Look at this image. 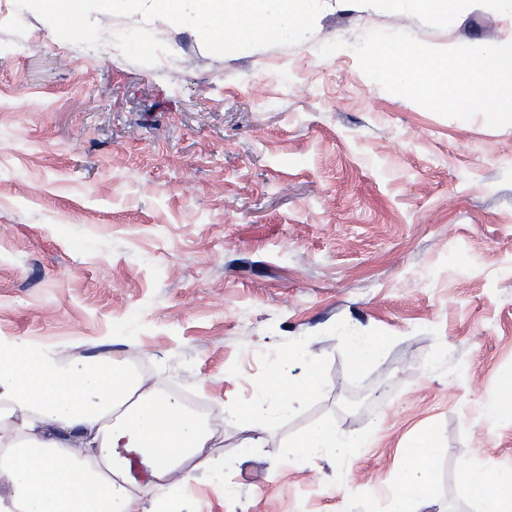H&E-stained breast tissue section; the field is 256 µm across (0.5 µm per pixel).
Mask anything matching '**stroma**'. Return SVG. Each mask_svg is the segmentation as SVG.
<instances>
[{
  "instance_id": "stroma-1",
  "label": "stroma",
  "mask_w": 512,
  "mask_h": 512,
  "mask_svg": "<svg viewBox=\"0 0 512 512\" xmlns=\"http://www.w3.org/2000/svg\"><path fill=\"white\" fill-rule=\"evenodd\" d=\"M16 15L24 36L0 29V340L147 355L180 395L240 407L303 346L325 390L257 448L225 420L238 493L198 472L205 512H395L416 440L425 512H472L467 464L512 466V127L440 116L371 81L349 46H311L372 29L495 45L512 7L324 0L308 40L222 56L156 20L169 53L151 66L0 0V26ZM352 335L384 341L361 369ZM324 422L373 441L288 461Z\"/></svg>"
}]
</instances>
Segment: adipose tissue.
<instances>
[{"mask_svg": "<svg viewBox=\"0 0 512 512\" xmlns=\"http://www.w3.org/2000/svg\"><path fill=\"white\" fill-rule=\"evenodd\" d=\"M299 357L296 350L282 354L272 387L246 408L220 404L203 415L166 395L160 375H140L112 353L74 362L48 345L1 341L0 512H158L174 495L188 505L197 471L224 473L220 421L237 420L255 448L324 390L312 363L288 380ZM364 445V436L324 424L291 443L286 456L313 463ZM406 455L412 465L400 474V500L421 512L432 483L426 443L412 444ZM468 484L475 512H512V467H470Z\"/></svg>", "mask_w": 512, "mask_h": 512, "instance_id": "adipose-tissue-1", "label": "adipose tissue"}]
</instances>
